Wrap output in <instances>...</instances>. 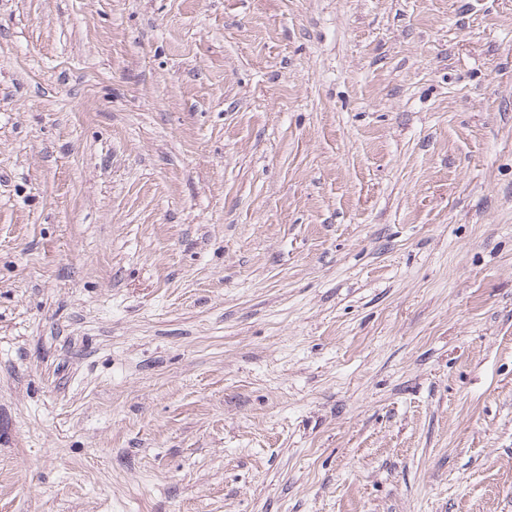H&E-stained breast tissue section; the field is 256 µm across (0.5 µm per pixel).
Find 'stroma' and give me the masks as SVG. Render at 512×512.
<instances>
[{
    "mask_svg": "<svg viewBox=\"0 0 512 512\" xmlns=\"http://www.w3.org/2000/svg\"><path fill=\"white\" fill-rule=\"evenodd\" d=\"M0 512H512V0H0Z\"/></svg>",
    "mask_w": 512,
    "mask_h": 512,
    "instance_id": "stroma-1",
    "label": "stroma"
}]
</instances>
